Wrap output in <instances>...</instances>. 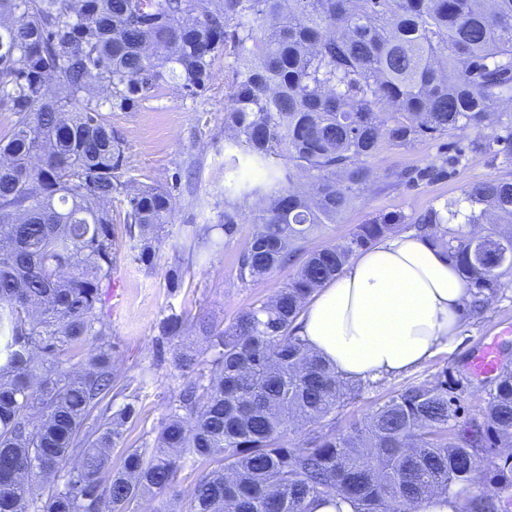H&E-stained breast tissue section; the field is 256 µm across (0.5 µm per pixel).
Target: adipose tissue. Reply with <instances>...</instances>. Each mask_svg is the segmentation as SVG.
Instances as JSON below:
<instances>
[{"label": "adipose tissue", "mask_w": 512, "mask_h": 512, "mask_svg": "<svg viewBox=\"0 0 512 512\" xmlns=\"http://www.w3.org/2000/svg\"><path fill=\"white\" fill-rule=\"evenodd\" d=\"M473 294L446 247L389 234L313 294L296 334L344 381L406 374L456 345Z\"/></svg>", "instance_id": "obj_1"}]
</instances>
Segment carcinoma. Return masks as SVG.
<instances>
[{
	"mask_svg": "<svg viewBox=\"0 0 512 512\" xmlns=\"http://www.w3.org/2000/svg\"><path fill=\"white\" fill-rule=\"evenodd\" d=\"M221 52L234 65L224 138L264 180L224 189L220 228L243 208L256 230L242 279L302 257L295 276L227 327L201 324L210 374L189 377L153 444L122 449L144 381L124 380L104 317L117 258L112 202L137 227V259L172 223L176 185L121 179L124 143L108 114L130 112L173 85L204 91ZM512 0H0V512H134L147 493L170 512H307L343 494L356 512H420L437 490L467 496L479 449L512 447V369L491 380L481 421H459L448 373L409 385L348 430H315L355 394L295 335L311 295L350 256L401 219L361 224L343 245L302 253L321 224L353 206L382 139L407 146L496 123L472 145L512 147ZM466 224H505L469 236L436 208L416 224L448 247L475 288L480 313L512 267V181L464 190ZM191 225L189 249L212 250ZM177 315L159 325L177 336ZM197 359L177 351L187 376ZM309 427L304 446L289 435ZM203 462L190 491L176 472ZM111 471L107 483L101 474Z\"/></svg>",
	"mask_w": 512,
	"mask_h": 512,
	"instance_id": "obj_1",
	"label": "carcinoma"
}]
</instances>
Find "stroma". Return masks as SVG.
I'll return each mask as SVG.
<instances>
[{"label":"stroma","instance_id":"obj_1","mask_svg":"<svg viewBox=\"0 0 512 512\" xmlns=\"http://www.w3.org/2000/svg\"><path fill=\"white\" fill-rule=\"evenodd\" d=\"M233 59L220 54L213 61V79L201 95H184L166 86L131 112L112 113V127L125 145V170L139 181L170 184L173 176L193 168L191 182L180 183L174 193L175 212L155 245L151 262L133 258L124 225H116V249L125 270L127 303L121 316L111 318L116 367L125 378L145 381L137 403L138 421L126 434V445L152 442L184 382L172 364L173 350L182 347L200 351L202 337L176 339L161 336L158 323L177 313L188 320L205 319L221 324L233 322L258 302L271 296L295 273V265L272 270L252 281L239 277L242 251L252 237L254 224L242 219L226 237L220 251L196 256L185 243L188 224L219 223L224 210V188L235 181H257L264 170L253 166L243 150L224 140V102L229 91ZM488 127L453 130L438 139H427L408 147L381 141L378 150L363 161L371 179L354 207L342 221L320 225L304 247L314 250L345 243L355 227L390 215L401 216V230L414 227L415 217L431 207L462 202L464 191L486 179H512V153L497 157L474 154L471 144L486 139ZM401 170L422 172L423 180L398 184ZM179 270L178 287L168 275ZM498 339L505 365L512 367V270H502L500 286L481 315L471 316L456 348L435 356L426 365L407 374L366 382L361 391L323 422L328 430H347L395 392L414 383L447 374L464 419H476L489 399L484 379L467 367L472 354L490 339Z\"/></svg>","mask_w":512,"mask_h":512}]
</instances>
